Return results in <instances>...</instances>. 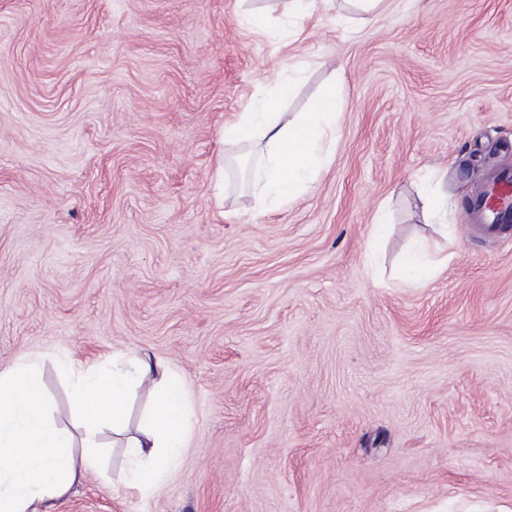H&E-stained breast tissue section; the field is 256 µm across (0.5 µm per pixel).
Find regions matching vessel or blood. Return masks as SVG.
Returning a JSON list of instances; mask_svg holds the SVG:
<instances>
[{
  "label": "vessel or blood",
  "instance_id": "vessel-or-blood-1",
  "mask_svg": "<svg viewBox=\"0 0 512 512\" xmlns=\"http://www.w3.org/2000/svg\"><path fill=\"white\" fill-rule=\"evenodd\" d=\"M470 214L475 227L486 232L512 223V168L496 170L478 187Z\"/></svg>",
  "mask_w": 512,
  "mask_h": 512
}]
</instances>
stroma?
Segmentation results:
<instances>
[{"instance_id":"obj_1","label":"stroma","mask_w":512,"mask_h":512,"mask_svg":"<svg viewBox=\"0 0 512 512\" xmlns=\"http://www.w3.org/2000/svg\"><path fill=\"white\" fill-rule=\"evenodd\" d=\"M291 74V116L344 85L331 163L264 211L239 146L216 194L224 126ZM499 167L512 0H0V370L40 355L62 428L69 356L146 352L190 396L160 491L108 447L54 512H512V241L467 227ZM422 236L450 259L416 287ZM393 0H344L346 9L359 16L358 21L376 20L391 9ZM368 17V18H365Z\"/></svg>"}]
</instances>
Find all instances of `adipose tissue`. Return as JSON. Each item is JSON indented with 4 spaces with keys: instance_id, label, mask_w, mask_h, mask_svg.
I'll use <instances>...</instances> for the list:
<instances>
[{
    "instance_id": "obj_1",
    "label": "adipose tissue",
    "mask_w": 512,
    "mask_h": 512,
    "mask_svg": "<svg viewBox=\"0 0 512 512\" xmlns=\"http://www.w3.org/2000/svg\"><path fill=\"white\" fill-rule=\"evenodd\" d=\"M291 92V84L278 83L274 96L240 113L221 133L224 143L254 147L249 183L264 208H280L305 193L331 161L343 86L330 84L309 111L286 121L280 106ZM39 366L38 356L28 355L0 370V512H52L75 485L96 474L102 430L125 434L127 398L146 382L156 391V403L137 433L125 435L127 485L145 495L158 491L191 428L180 372L140 354L109 371L93 365L74 368L73 405L80 429L74 435L51 422Z\"/></svg>"
}]
</instances>
